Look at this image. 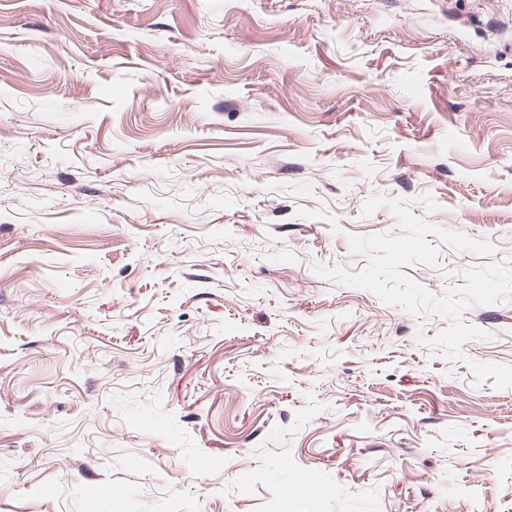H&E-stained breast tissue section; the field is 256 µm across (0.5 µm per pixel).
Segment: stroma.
<instances>
[{"mask_svg": "<svg viewBox=\"0 0 512 512\" xmlns=\"http://www.w3.org/2000/svg\"><path fill=\"white\" fill-rule=\"evenodd\" d=\"M375 196L512 262V0H0V512H512V298L318 275Z\"/></svg>", "mask_w": 512, "mask_h": 512, "instance_id": "stroma-1", "label": "stroma"}]
</instances>
